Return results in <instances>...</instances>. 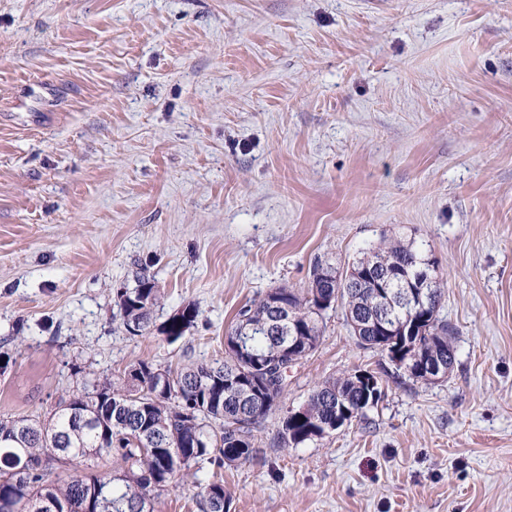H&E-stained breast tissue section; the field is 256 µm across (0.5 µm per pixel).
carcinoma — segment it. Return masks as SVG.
Here are the masks:
<instances>
[{
  "label": "carcinoma",
  "mask_w": 512,
  "mask_h": 512,
  "mask_svg": "<svg viewBox=\"0 0 512 512\" xmlns=\"http://www.w3.org/2000/svg\"><path fill=\"white\" fill-rule=\"evenodd\" d=\"M431 258L415 241L384 239L362 250L345 270L315 261L309 284L272 288L243 306L224 331V359L174 368L139 360L114 375L84 379L60 396L46 417L0 420V512H153L154 495L196 475L209 460L238 467L263 456L258 433L280 410L288 386L286 369L317 349L326 310H342L357 345L386 360L413 346L456 363V329L441 316L443 279L427 289L410 312L405 336L355 330L353 323L377 316L382 305L366 275H390L395 291L413 283ZM161 300L154 276L141 270L133 287L116 290L115 303L132 337L151 333ZM188 304L158 332L174 343L194 326ZM361 371L317 383L305 403L280 417L277 443L298 448L325 438L336 410L359 421L375 407L360 385ZM68 458L72 474L62 480L52 456ZM113 462L104 472L99 466ZM198 512H230L224 481H193Z\"/></svg>",
  "instance_id": "1"
}]
</instances>
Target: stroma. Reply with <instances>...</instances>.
<instances>
[{"label":"stroma","mask_w":512,"mask_h":512,"mask_svg":"<svg viewBox=\"0 0 512 512\" xmlns=\"http://www.w3.org/2000/svg\"><path fill=\"white\" fill-rule=\"evenodd\" d=\"M423 243L447 379L224 469L230 512H512V0H0V419L138 359L224 355L271 288ZM154 276L159 326L115 304ZM380 358L341 312L284 404ZM133 287L123 286L116 290L115 303L120 311L122 324L130 337L151 333L154 309L161 300L160 289L154 276L141 270L135 277ZM197 318V310L193 305H186L170 315L163 325L158 328L164 340L169 343L176 342L194 326Z\"/></svg>","instance_id":"stroma-1"}]
</instances>
